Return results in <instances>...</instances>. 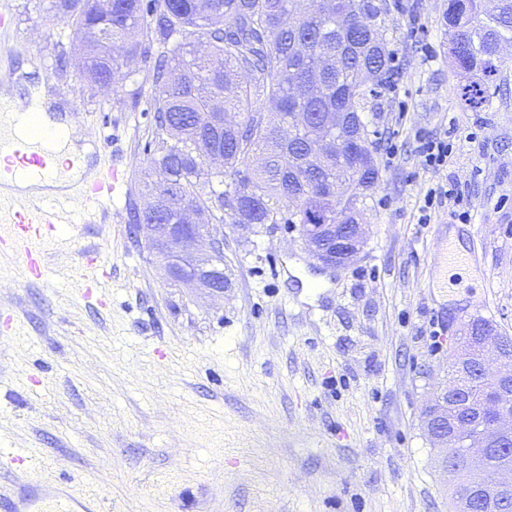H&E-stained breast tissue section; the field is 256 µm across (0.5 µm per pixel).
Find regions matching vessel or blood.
I'll use <instances>...</instances> for the list:
<instances>
[{"label":"vessel or blood","mask_w":512,"mask_h":512,"mask_svg":"<svg viewBox=\"0 0 512 512\" xmlns=\"http://www.w3.org/2000/svg\"><path fill=\"white\" fill-rule=\"evenodd\" d=\"M16 112L0 98V223L9 225L7 236L26 256L25 272L34 279L48 274L40 244L56 240L62 227L81 232L85 225L105 219L112 202L125 190L129 176L115 164L99 166L81 177L68 192L49 197H17L6 192V176H33L56 180L73 167L44 140L12 134ZM0 503L8 512H100L98 501L66 489L48 490L39 480L0 483Z\"/></svg>","instance_id":"b4317fda"}]
</instances>
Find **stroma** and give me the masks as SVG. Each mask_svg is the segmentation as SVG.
<instances>
[{
	"label": "stroma",
	"mask_w": 512,
	"mask_h": 512,
	"mask_svg": "<svg viewBox=\"0 0 512 512\" xmlns=\"http://www.w3.org/2000/svg\"><path fill=\"white\" fill-rule=\"evenodd\" d=\"M0 89L40 86L77 108L126 194L103 224L48 251L45 279L0 249V460L102 512H449L421 411L448 377L469 320L512 336V47L488 103L462 98L443 26L447 0H386L384 35L399 72L372 87L362 118L379 182L365 199L367 241L320 270L286 224L224 226L229 285L212 296L170 279L134 228L153 138L151 59L78 78L73 29L39 0H10ZM449 135L427 169L414 134ZM458 185L471 217L419 207ZM457 229L466 249L448 242ZM103 261L84 266L82 252Z\"/></svg>",
	"instance_id": "1"
}]
</instances>
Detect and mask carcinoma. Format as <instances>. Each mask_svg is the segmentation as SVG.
I'll use <instances>...</instances> for the list:
<instances>
[{"label": "carcinoma", "instance_id": "1", "mask_svg": "<svg viewBox=\"0 0 512 512\" xmlns=\"http://www.w3.org/2000/svg\"><path fill=\"white\" fill-rule=\"evenodd\" d=\"M80 39L77 70L99 86L115 71L163 48L155 59V144L147 195L164 203V215L143 212L144 224H185L205 211L213 224H334L336 199L315 191L311 179L286 171L300 157L325 112H342L345 133L361 119L368 85L393 78V52L380 32L359 26L360 17L387 10L375 0H48ZM448 0L443 16L448 51L465 78L462 95L473 108L487 102L500 72L502 45L512 46V0ZM242 73L246 81L231 76ZM299 85L307 87L305 121L292 138L264 125L265 112L285 117ZM202 140L224 155L232 182L193 153ZM313 173L366 192L378 178L375 162L362 177L335 155ZM243 196L228 208V194ZM512 464V443L493 449L482 468ZM451 505L460 510L461 488L481 474L474 467L449 471Z\"/></svg>", "mask_w": 512, "mask_h": 512}]
</instances>
